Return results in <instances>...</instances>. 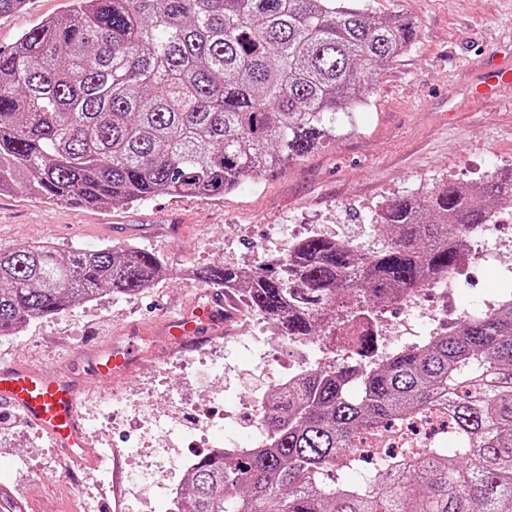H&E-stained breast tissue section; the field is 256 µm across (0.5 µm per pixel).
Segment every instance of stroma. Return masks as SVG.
I'll use <instances>...</instances> for the list:
<instances>
[{
    "label": "stroma",
    "mask_w": 512,
    "mask_h": 512,
    "mask_svg": "<svg viewBox=\"0 0 512 512\" xmlns=\"http://www.w3.org/2000/svg\"><path fill=\"white\" fill-rule=\"evenodd\" d=\"M361 3L376 15L413 20L418 35L406 52L382 66L356 130L341 132L287 169L244 179L221 199L161 195L94 208L47 204L21 192L0 195V246L35 240L62 249L135 245L155 252L169 269L141 293L77 304L0 338V368L26 364L73 378L88 373L93 349L103 342L135 356L131 375L115 390L91 394L83 409L93 447L109 445L117 458L62 464L45 434L0 405V484L10 485L28 512H169L164 499L143 491L141 477L180 482L182 457L207 454L212 440L240 432L228 419L212 435H197L183 418L184 406L197 404L217 415L255 403L282 366L311 357V348L283 336L268 338L260 316L241 304L215 342L166 351L164 321L213 294L188 277V268L276 259L311 231L360 245L370 240L382 203L428 193L444 181L479 182L512 165V90L471 99L485 63L497 51H512V0ZM62 4L26 0L22 11L0 19V47H12L23 31L61 12ZM485 230L488 247L500 249V241L512 237V219ZM500 251L496 263L460 275L457 307L497 298L500 273L512 266V251ZM130 404L156 417L166 447H142L140 430L113 425V409ZM63 466L80 478L81 495L57 477Z\"/></svg>",
    "instance_id": "1"
}]
</instances>
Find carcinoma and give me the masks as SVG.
Returning a JSON list of instances; mask_svg holds the SVG:
<instances>
[{
    "instance_id": "carcinoma-1",
    "label": "carcinoma",
    "mask_w": 512,
    "mask_h": 512,
    "mask_svg": "<svg viewBox=\"0 0 512 512\" xmlns=\"http://www.w3.org/2000/svg\"><path fill=\"white\" fill-rule=\"evenodd\" d=\"M415 35L353 0H65L0 50V191L104 207L219 198L354 127L379 67ZM506 204L512 167L389 201L367 245L310 232L269 266L195 275L239 293L279 335L328 351L344 325H375L458 271L469 236ZM166 273L137 246H0V337ZM359 344L356 362L272 394L260 415L269 447L199 458L180 512H512V278L494 309L381 362L371 337ZM433 415L448 418L452 450L358 453L364 437ZM360 462L373 463L360 482H332Z\"/></svg>"
}]
</instances>
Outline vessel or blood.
I'll return each instance as SVG.
<instances>
[{
    "label": "vessel or blood",
    "mask_w": 512,
    "mask_h": 512,
    "mask_svg": "<svg viewBox=\"0 0 512 512\" xmlns=\"http://www.w3.org/2000/svg\"><path fill=\"white\" fill-rule=\"evenodd\" d=\"M512 87V62L498 60L481 81L477 98ZM232 297L217 296L194 316L169 321L165 333L176 343L191 341L201 329H222L230 312ZM132 357L127 349L103 347L96 351L89 382L108 388L129 375ZM86 383L53 376L27 365L0 369V405L19 410L24 419L38 427L73 463L85 460L91 448L90 437L83 427L82 393Z\"/></svg>",
    "instance_id": "b4317fda"
}]
</instances>
